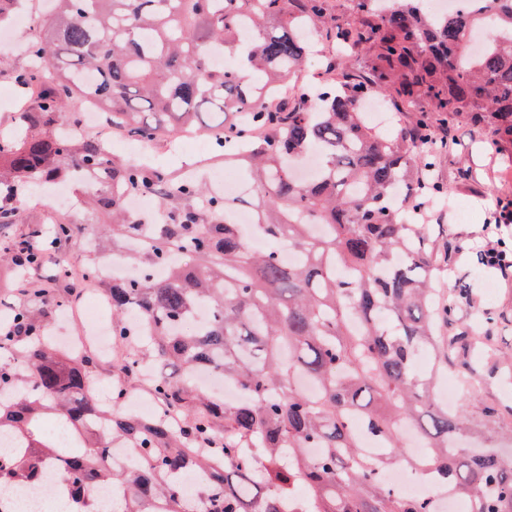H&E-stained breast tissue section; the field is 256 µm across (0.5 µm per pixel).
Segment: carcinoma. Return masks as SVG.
<instances>
[{"label":"carcinoma","mask_w":512,"mask_h":512,"mask_svg":"<svg viewBox=\"0 0 512 512\" xmlns=\"http://www.w3.org/2000/svg\"><path fill=\"white\" fill-rule=\"evenodd\" d=\"M30 64L14 76L24 93L22 127L0 138V175L30 188L60 176L96 179L94 203L112 212V251L120 253L144 221L126 199L156 197L164 218L133 255L138 273L112 286V335L128 358L113 363L116 398L134 378L148 382L180 415L151 422L108 413L92 391L94 358L56 349L45 336L62 305L55 289L35 288L43 318L13 311L0 329V432L17 453L0 459V486L39 483L57 463L52 492L97 512L92 487L112 483L124 512H285L294 488L305 512H437L425 497H401L381 473L406 466L437 495L467 512H512V457L471 448L473 422L432 398L448 359L441 328L451 304L435 300L439 264L429 226L416 207L448 186L425 176L453 149L448 134L468 116L497 146H512V0H472L441 18L423 0H350L357 22L344 26L330 0H50ZM498 6L497 34L478 55L467 42ZM251 36L241 40V29ZM364 61L344 68L314 99L284 98V84L305 66V29ZM228 54L213 61L208 50ZM380 95L415 113L387 139L369 127L358 103ZM93 99L112 123L154 144L181 129L206 131L241 168L249 193L214 195L196 176L114 158L95 135L55 132L58 109ZM320 157L315 177L299 181L302 155ZM24 205L0 208L13 223ZM244 206L278 250L251 249L226 212ZM79 233L62 220L7 246L15 262L38 269ZM178 251L187 263L169 262ZM205 301L208 323L182 322ZM181 369L151 376L145 349ZM436 362L415 370L420 350ZM207 367L242 390L230 406L208 396L194 375ZM51 413L75 450L43 434ZM424 441L422 456L401 447L402 427ZM128 451L120 466L107 458ZM203 476L187 500L178 475Z\"/></svg>","instance_id":"obj_1"}]
</instances>
